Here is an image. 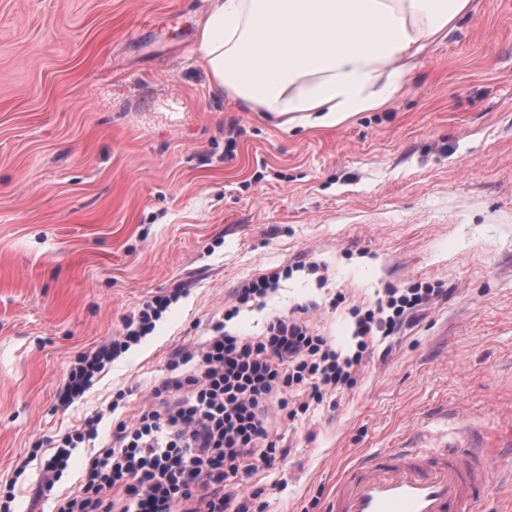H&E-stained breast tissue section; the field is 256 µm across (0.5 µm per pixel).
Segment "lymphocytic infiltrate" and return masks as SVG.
Here are the masks:
<instances>
[{
	"label": "lymphocytic infiltrate",
	"instance_id": "lymphocytic-infiltrate-1",
	"mask_svg": "<svg viewBox=\"0 0 512 512\" xmlns=\"http://www.w3.org/2000/svg\"><path fill=\"white\" fill-rule=\"evenodd\" d=\"M280 278L263 274L237 288L214 335L176 350L171 376L153 388L159 408L115 422L111 447L89 459L77 491L53 488L74 451L96 438L100 416L57 439L47 451L41 487L54 493L55 512H250L246 483L287 454L274 420L296 421L311 406L351 391L376 339L394 335L448 294L416 283L387 289L375 306H353L351 346L344 353L292 312L273 316L258 336L228 331L227 321L274 292ZM173 301L154 296L125 318L120 335L71 367L59 400H80L107 365L154 330Z\"/></svg>",
	"mask_w": 512,
	"mask_h": 512
}]
</instances>
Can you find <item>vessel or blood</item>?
<instances>
[{
  "mask_svg": "<svg viewBox=\"0 0 512 512\" xmlns=\"http://www.w3.org/2000/svg\"><path fill=\"white\" fill-rule=\"evenodd\" d=\"M489 464L451 442L394 448L351 464L336 482L329 512H477L494 482Z\"/></svg>",
  "mask_w": 512,
  "mask_h": 512,
  "instance_id": "1",
  "label": "vessel or blood"
}]
</instances>
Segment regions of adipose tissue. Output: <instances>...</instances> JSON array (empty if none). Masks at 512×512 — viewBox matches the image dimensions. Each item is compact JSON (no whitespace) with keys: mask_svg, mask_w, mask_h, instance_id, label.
Returning <instances> with one entry per match:
<instances>
[{"mask_svg":"<svg viewBox=\"0 0 512 512\" xmlns=\"http://www.w3.org/2000/svg\"><path fill=\"white\" fill-rule=\"evenodd\" d=\"M469 0H212L199 32L214 92L291 125L385 106Z\"/></svg>","mask_w":512,"mask_h":512,"instance_id":"1","label":"adipose tissue"}]
</instances>
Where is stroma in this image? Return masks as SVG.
Here are the masks:
<instances>
[{
    "instance_id": "obj_1",
    "label": "stroma",
    "mask_w": 512,
    "mask_h": 512,
    "mask_svg": "<svg viewBox=\"0 0 512 512\" xmlns=\"http://www.w3.org/2000/svg\"><path fill=\"white\" fill-rule=\"evenodd\" d=\"M210 0H0V485L53 512L31 449L104 411L136 415L173 353L213 334L235 288L293 266L264 309L316 303L347 348L353 304L439 284L446 300L376 345L334 411L278 423L283 462L248 481L263 512H326L360 456L427 446L424 428L512 438V0H470L384 108L332 128L276 127L211 91L197 42ZM235 141H228L230 129ZM319 264V274L296 262ZM184 295L70 407L80 356L155 295ZM114 414H106L111 402ZM24 473H16L19 463Z\"/></svg>"
}]
</instances>
